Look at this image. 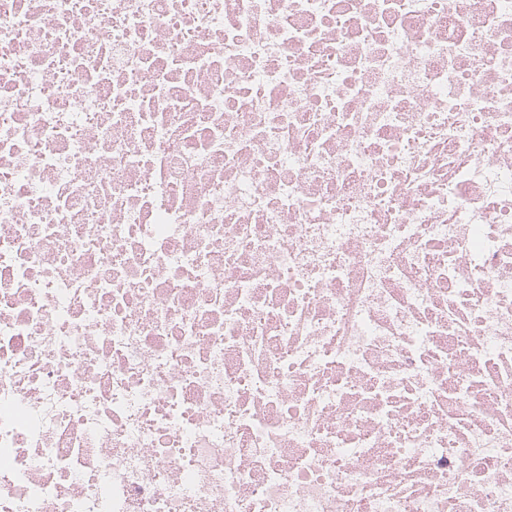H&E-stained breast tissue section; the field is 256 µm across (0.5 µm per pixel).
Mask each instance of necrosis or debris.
I'll use <instances>...</instances> for the list:
<instances>
[{
  "mask_svg": "<svg viewBox=\"0 0 512 512\" xmlns=\"http://www.w3.org/2000/svg\"><path fill=\"white\" fill-rule=\"evenodd\" d=\"M0 512H512V0H0Z\"/></svg>",
  "mask_w": 512,
  "mask_h": 512,
  "instance_id": "4bbe7bcc",
  "label": "necrosis or debris"
}]
</instances>
